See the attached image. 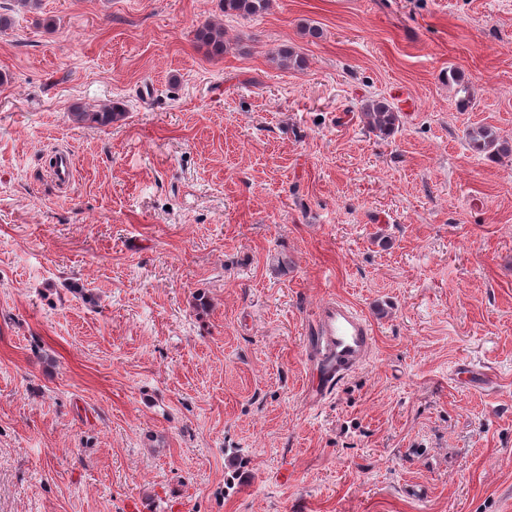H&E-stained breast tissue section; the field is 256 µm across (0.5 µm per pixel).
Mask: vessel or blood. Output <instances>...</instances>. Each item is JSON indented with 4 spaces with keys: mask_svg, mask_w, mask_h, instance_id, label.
<instances>
[{
    "mask_svg": "<svg viewBox=\"0 0 512 512\" xmlns=\"http://www.w3.org/2000/svg\"><path fill=\"white\" fill-rule=\"evenodd\" d=\"M311 331L321 377L320 386L313 393L318 399L367 359L373 336L368 319L353 305L338 299L324 301L315 308Z\"/></svg>",
    "mask_w": 512,
    "mask_h": 512,
    "instance_id": "vessel-or-blood-1",
    "label": "vessel or blood"
}]
</instances>
